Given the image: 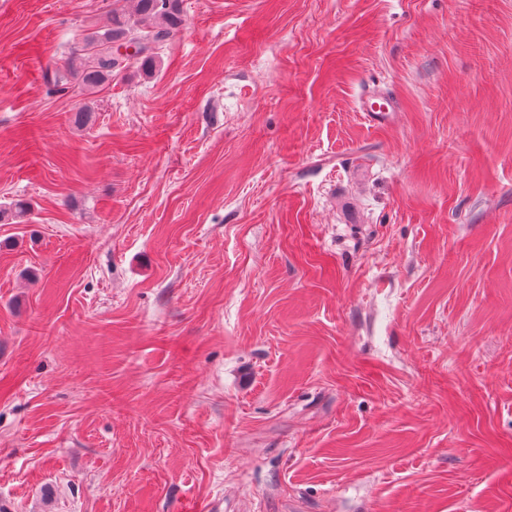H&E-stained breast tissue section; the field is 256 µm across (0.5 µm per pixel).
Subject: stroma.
<instances>
[{"label":"stroma","mask_w":512,"mask_h":512,"mask_svg":"<svg viewBox=\"0 0 512 512\" xmlns=\"http://www.w3.org/2000/svg\"><path fill=\"white\" fill-rule=\"evenodd\" d=\"M182 7L0 0V512H512V0ZM127 1L135 3L132 12L124 8ZM183 22L182 0H113L108 28L88 36L64 64L53 68L51 82L60 92H67L73 84L93 90L127 69L132 59L152 69L154 50ZM130 46L132 53H120ZM360 109L369 125H385L393 112L397 111V100L391 95L367 88L360 98Z\"/></svg>","instance_id":"35a3bbf8"}]
</instances>
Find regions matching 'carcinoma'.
Returning a JSON list of instances; mask_svg holds the SVG:
<instances>
[{
	"label": "carcinoma",
	"instance_id": "cac0c4a2",
	"mask_svg": "<svg viewBox=\"0 0 512 512\" xmlns=\"http://www.w3.org/2000/svg\"><path fill=\"white\" fill-rule=\"evenodd\" d=\"M127 0H112L108 28L84 40L64 64L51 70V82L60 92L71 85L93 90L128 68L132 59L153 67L154 50L183 25L182 0H133L134 10L126 11Z\"/></svg>",
	"mask_w": 512,
	"mask_h": 512
}]
</instances>
